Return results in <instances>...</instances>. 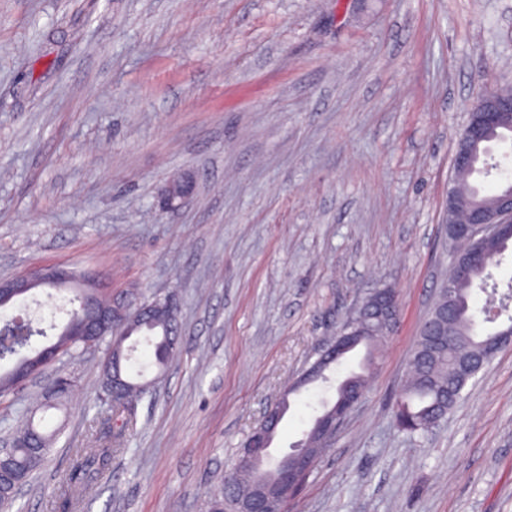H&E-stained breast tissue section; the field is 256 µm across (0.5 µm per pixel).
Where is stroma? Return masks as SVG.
Here are the masks:
<instances>
[{
	"mask_svg": "<svg viewBox=\"0 0 512 512\" xmlns=\"http://www.w3.org/2000/svg\"><path fill=\"white\" fill-rule=\"evenodd\" d=\"M512 65V0H0V277L89 270L173 300L178 353L73 512H211L266 409L375 289L400 319L288 512H512V347L425 435L392 425L453 249L469 104ZM191 174L180 208L158 198ZM291 397L276 455L357 369ZM102 350L0 400V442L73 378L11 512H63L101 429Z\"/></svg>",
	"mask_w": 512,
	"mask_h": 512,
	"instance_id": "1",
	"label": "stroma"
}]
</instances>
